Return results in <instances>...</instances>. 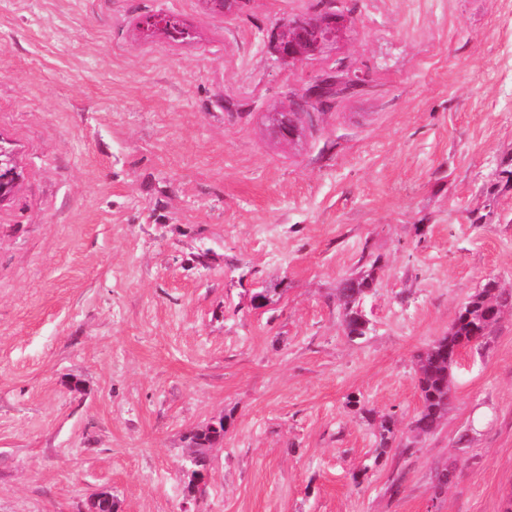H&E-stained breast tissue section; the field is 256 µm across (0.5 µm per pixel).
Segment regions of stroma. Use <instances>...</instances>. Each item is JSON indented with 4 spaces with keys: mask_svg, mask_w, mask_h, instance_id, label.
I'll return each instance as SVG.
<instances>
[{
    "mask_svg": "<svg viewBox=\"0 0 512 512\" xmlns=\"http://www.w3.org/2000/svg\"><path fill=\"white\" fill-rule=\"evenodd\" d=\"M322 6L347 37L278 62L273 29ZM340 56L364 85L272 137ZM0 144V512L102 489L181 512L189 435L221 418L199 512H503L512 314L439 427L411 423L419 355L487 281L512 289V0H0ZM370 267L353 338L336 293ZM368 410L397 423L385 455ZM315 91H317V89L313 87L302 90L300 93L293 96V100L288 109L270 113L272 128L278 132L281 137L282 135L284 137L280 140L288 142L293 141L301 134L302 126L308 129L315 127L319 112L308 110L306 105L307 102H313ZM337 94V92H333L331 89L329 91L328 100L323 101L318 99L314 101L312 105L313 109H317L316 106L322 109L325 106H329L332 100H336ZM292 113H296L299 116V121L295 119ZM282 115H284V117H282ZM289 118L291 119L290 122L288 121Z\"/></svg>",
    "mask_w": 512,
    "mask_h": 512,
    "instance_id": "obj_1",
    "label": "stroma"
}]
</instances>
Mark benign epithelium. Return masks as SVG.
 <instances>
[{
  "instance_id": "1",
  "label": "benign epithelium",
  "mask_w": 512,
  "mask_h": 512,
  "mask_svg": "<svg viewBox=\"0 0 512 512\" xmlns=\"http://www.w3.org/2000/svg\"><path fill=\"white\" fill-rule=\"evenodd\" d=\"M350 29V20L342 14L322 12L313 17H297L276 28L272 44L278 59L288 63H302L321 56L344 39ZM348 61L336 59V72L320 75L316 84L325 83L334 89L344 87L346 77L342 76ZM315 88L310 87L293 96L288 108L270 113L271 126L290 142L302 132V128H312L318 120V113L307 109L313 101ZM0 164L9 166L7 177L0 180V198L8 194L13 185L14 168L11 154L0 145Z\"/></svg>"
}]
</instances>
